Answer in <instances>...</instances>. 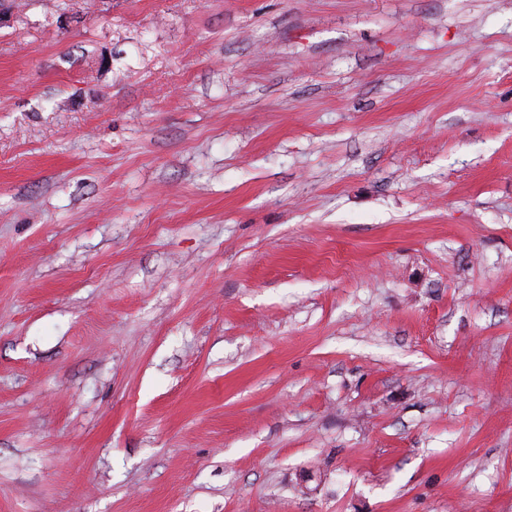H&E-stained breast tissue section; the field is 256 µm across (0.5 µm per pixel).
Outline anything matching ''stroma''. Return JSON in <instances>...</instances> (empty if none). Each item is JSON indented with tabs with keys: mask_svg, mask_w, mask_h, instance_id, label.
I'll return each instance as SVG.
<instances>
[{
	"mask_svg": "<svg viewBox=\"0 0 512 512\" xmlns=\"http://www.w3.org/2000/svg\"><path fill=\"white\" fill-rule=\"evenodd\" d=\"M0 512H512V0H5Z\"/></svg>",
	"mask_w": 512,
	"mask_h": 512,
	"instance_id": "stroma-1",
	"label": "stroma"
}]
</instances>
